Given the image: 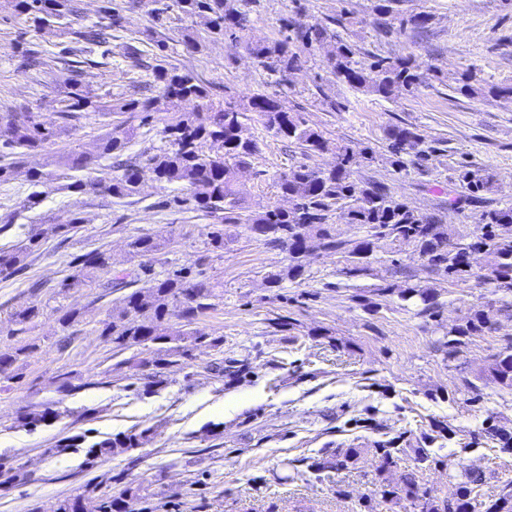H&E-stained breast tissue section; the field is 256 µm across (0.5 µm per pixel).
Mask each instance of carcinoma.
I'll return each mask as SVG.
<instances>
[{
	"mask_svg": "<svg viewBox=\"0 0 512 512\" xmlns=\"http://www.w3.org/2000/svg\"><path fill=\"white\" fill-rule=\"evenodd\" d=\"M102 7L106 25L71 29L67 34L71 42L82 48L64 47L62 54L90 52L92 47L108 43L110 32L123 27L121 12L107 5ZM251 0H152L149 14L156 27L163 29L170 13L192 21L198 19L213 38L230 37L266 72L276 84L286 81V74L300 68L302 53L327 40H335L329 52L331 73L352 88L381 98H389L398 90L411 92L423 83L414 61L400 55L394 59L372 57L361 64L355 60L357 49L336 39L328 25L322 22L291 27L282 23L283 34L274 40L246 38L251 28ZM401 0H381L377 6L380 15L399 22V28L421 30L427 27L425 13L402 15L394 5ZM17 17L32 22L38 29H54V25L75 12L74 0H13ZM157 96H141L121 101L109 107L113 112H136L140 123L122 122L114 126L98 142V157L113 159L116 174L102 183L78 173L85 170L89 157L79 151L66 156L63 167L74 172L69 182L62 185L68 191L97 194L112 198H130L138 194L142 169L150 170L160 188L177 186L188 192L186 197L175 196L164 202L177 206L190 205L211 219L205 226L204 244L211 252H222L228 240L245 236L267 244L282 246L288 251V266L268 276L274 287L285 280H296L304 273L302 258L311 250H324L342 255L346 266L343 274L357 279L373 274L369 258L374 241L392 244L410 243L427 260L431 271L454 282L476 275L467 256L473 251L483 254L485 265L481 277L491 280L497 287L512 291V207L485 210L480 215L481 233L474 242H455L448 217L436 212L425 213L412 207L404 198L385 184L370 179L353 178L351 166L358 158L371 160L373 154L355 151L347 145L336 146V164L327 169H313L296 165L281 173L276 188L288 198L290 207H275L264 211H249L238 182L240 170L251 166L259 152L258 143L245 136L246 121L256 114L265 129L288 144L296 143L307 152L323 151L328 141L319 129L309 125L300 113L288 108L286 101L276 96L254 94L245 102L233 97L214 101L203 83L190 74L179 73L162 65L152 68ZM65 106L58 118H47L40 112L0 113V156L11 162L0 164V182L10 180L22 156L43 148L51 139L67 131L64 122L75 119L83 112H96L102 106L78 79L67 78ZM187 101H201L204 110L182 112L179 107ZM164 103L174 113L163 128L161 143L144 152V160L126 158L127 145L140 135V129L151 123L153 113ZM424 140L416 129L396 126L389 132L388 160L391 165L405 168L404 156L415 153L422 158L435 152L422 149ZM466 194L448 200V205L460 208L468 200H476L492 190L494 175L487 169L468 165L458 175ZM347 224L367 229L361 240H344L336 236L334 215ZM170 239L157 235L130 238L129 252L134 257L157 255L165 251ZM38 246V236L31 235L27 242L12 249H0V275L17 276L28 267L27 259ZM72 273L63 279L56 296L64 298L76 287L112 288V285L130 289L123 298V307L112 319L103 322L101 335L120 351L143 348L149 357L132 356L126 360L133 375L145 367L152 368L150 381L144 392L154 393L167 379L163 370L184 366L193 358V350L204 342L212 347L224 344V339L207 335L192 328L195 321L214 306L213 300L223 296L217 285L202 270L189 268L169 270L164 277L153 276L148 265L128 280L117 276L103 279L112 272V256L106 250L95 249L74 257ZM404 300L415 299L421 305L419 314H436L428 289L416 284L401 291ZM182 306L177 315L179 322L170 320L169 305ZM490 323L489 315L477 310L462 327L455 329L460 336H471L484 331ZM26 352L20 347L0 351V375L8 372ZM497 383L512 388V343L505 346L488 369ZM56 417L48 407L30 406L22 410L17 421L35 428ZM155 433L151 427L132 429L126 433L105 437L88 446L87 463L97 459L127 454L143 445ZM354 456L353 449L336 451L325 460L313 464L317 470L343 469ZM482 478L471 473L465 480L452 484L448 499L439 506L422 491L416 472L407 474L403 486L396 490H383L381 497L404 498L418 512H467L474 485ZM99 484L88 483L82 491L59 501L56 512H128L127 500L141 496V487H128L118 496H100Z\"/></svg>",
	"mask_w": 512,
	"mask_h": 512,
	"instance_id": "obj_1",
	"label": "carcinoma"
}]
</instances>
